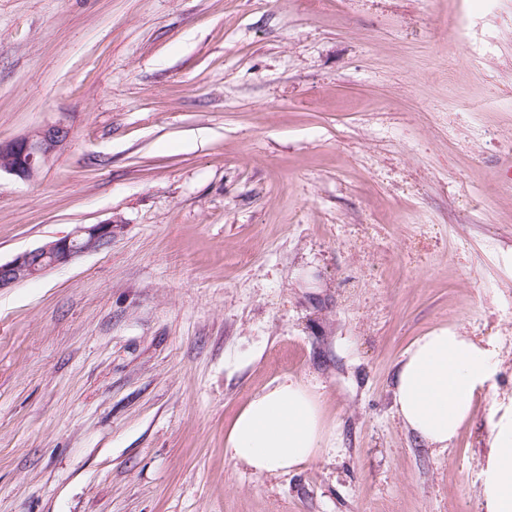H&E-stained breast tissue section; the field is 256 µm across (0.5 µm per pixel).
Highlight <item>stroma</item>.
<instances>
[{
  "label": "stroma",
  "mask_w": 512,
  "mask_h": 512,
  "mask_svg": "<svg viewBox=\"0 0 512 512\" xmlns=\"http://www.w3.org/2000/svg\"><path fill=\"white\" fill-rule=\"evenodd\" d=\"M0 261L112 241L0 290V512H483L512 398V0H0ZM456 326L499 369L446 449L396 412ZM314 387L328 451L224 453L249 400ZM63 123L44 126L13 140L0 141V173L22 180L34 178L70 139Z\"/></svg>",
  "instance_id": "obj_1"
}]
</instances>
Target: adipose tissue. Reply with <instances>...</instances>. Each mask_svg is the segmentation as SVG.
<instances>
[{"mask_svg": "<svg viewBox=\"0 0 512 512\" xmlns=\"http://www.w3.org/2000/svg\"><path fill=\"white\" fill-rule=\"evenodd\" d=\"M492 344L455 327L417 338L394 378L396 411L419 440L444 449L468 421L478 390L493 379ZM491 449L482 471L485 512H512V402L496 405ZM322 409L314 388L291 377L255 395L233 422L224 452L254 472L279 474L325 453Z\"/></svg>", "mask_w": 512, "mask_h": 512, "instance_id": "ef3b65f1", "label": "adipose tissue"}]
</instances>
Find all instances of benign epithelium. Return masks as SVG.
Instances as JSON below:
<instances>
[{
  "mask_svg": "<svg viewBox=\"0 0 512 512\" xmlns=\"http://www.w3.org/2000/svg\"><path fill=\"white\" fill-rule=\"evenodd\" d=\"M70 139V129L55 123L13 140L0 141V172L22 180L34 178L62 150ZM112 241V223L93 224L75 233L0 262V290L36 278L50 268L99 249Z\"/></svg>",
  "mask_w": 512,
  "mask_h": 512,
  "instance_id": "7a95c632",
  "label": "benign epithelium"
}]
</instances>
